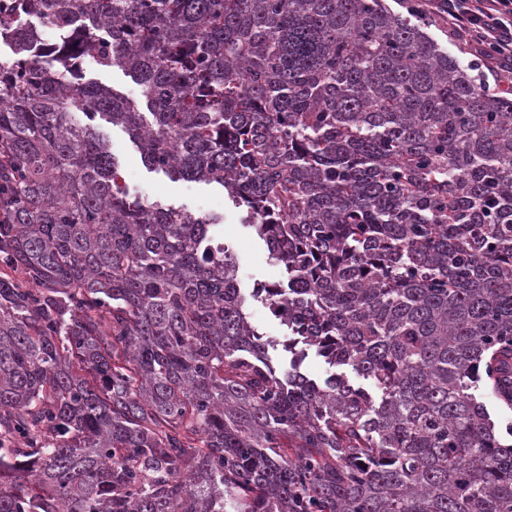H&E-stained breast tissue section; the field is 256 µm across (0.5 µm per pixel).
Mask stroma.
Returning a JSON list of instances; mask_svg holds the SVG:
<instances>
[{"mask_svg":"<svg viewBox=\"0 0 512 512\" xmlns=\"http://www.w3.org/2000/svg\"><path fill=\"white\" fill-rule=\"evenodd\" d=\"M100 131L108 139L120 165V174L131 192L145 201H158L165 205L189 208L205 207L221 215L223 221L215 233L236 254L239 262V286L250 292L257 283L272 284L280 281L281 271L268 258L265 242L254 229L242 224L240 209L236 208L223 189L202 183L171 181L163 174L147 168L129 135L106 121H99Z\"/></svg>","mask_w":512,"mask_h":512,"instance_id":"35a3bbf8","label":"stroma"}]
</instances>
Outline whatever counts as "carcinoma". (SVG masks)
Here are the masks:
<instances>
[{"instance_id": "cac0c4a2", "label": "carcinoma", "mask_w": 512, "mask_h": 512, "mask_svg": "<svg viewBox=\"0 0 512 512\" xmlns=\"http://www.w3.org/2000/svg\"><path fill=\"white\" fill-rule=\"evenodd\" d=\"M0 512H512V98L380 0H0ZM86 51L146 111L92 82ZM220 185L286 283L251 297L222 221L119 186ZM290 354L282 373L269 349ZM365 384L298 368L309 352ZM83 79L97 82L111 89L113 88L115 91L142 105L141 87L123 70L117 67L102 70L95 66L91 57H87L83 65ZM248 311L251 313L253 324L258 327L261 333H264L267 337L281 341L285 340V327L280 325L279 321L269 313L265 302L251 300ZM482 401L486 404L491 417L495 420L500 428L503 436L510 442V430H507V426L512 425V406L508 407L502 402L495 399L488 391H483ZM508 433V435H507Z\"/></svg>"}]
</instances>
